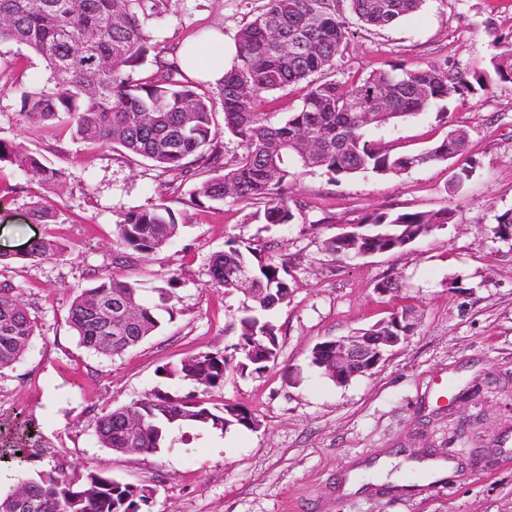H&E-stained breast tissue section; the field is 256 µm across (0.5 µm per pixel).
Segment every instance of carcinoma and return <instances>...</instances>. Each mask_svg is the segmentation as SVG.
Wrapping results in <instances>:
<instances>
[{"label": "carcinoma", "instance_id": "obj_1", "mask_svg": "<svg viewBox=\"0 0 512 512\" xmlns=\"http://www.w3.org/2000/svg\"><path fill=\"white\" fill-rule=\"evenodd\" d=\"M359 22L387 28L416 12L423 0H266L262 11L236 40V55L224 74L221 110L188 78L176 61L154 57L147 27L162 13L163 0H0V44L17 43L40 57L50 82L21 86L19 115L25 125L41 126L91 147H120L175 177L201 167L209 177L191 199H232L255 206L249 219L267 226L295 223L301 207L292 196L300 170L323 169L333 176L372 172L401 175L413 168L460 158L467 138H443L416 154L394 155L368 133L391 122L416 116L456 94H477L494 81L512 82V44L491 41L486 65L465 76L440 66L404 65L377 70L364 78L339 83L329 71L350 34L342 8ZM307 84L301 104L286 119L273 123L260 110L268 96L292 85ZM223 121H218V112ZM238 139L241 153L224 161L221 135ZM6 165L39 176L46 184L65 181L66 172L38 153L0 140V169ZM38 224L54 223L53 209L32 203ZM448 208L426 212L372 211L357 230L324 240L327 254L356 257L370 247L397 252L451 223ZM182 225L164 202L133 210L115 225L112 263L126 266L173 244ZM494 234L512 240V211L497 217ZM63 253L49 233L23 255L1 254L0 261L44 263ZM250 272L248 296L254 306L235 316L230 330L237 342L222 352H207L164 364L163 379L183 380L205 391L224 387L227 373H262L278 358L277 326L267 313L288 303L291 295L288 255L257 253L244 241H229L211 257L212 280L224 293H239V277ZM89 285L73 288L68 320L78 343L107 358L120 356L155 335L160 312L173 315L176 279L155 288L156 303L145 304L136 282L96 269L86 272ZM37 329L17 285L0 280V372L27 352ZM252 413L242 407L207 402L195 395L177 396L157 387L146 397L112 406L96 418L98 441L119 453L161 448L171 430L210 425L228 430L253 429ZM21 491L0 493V512H151L152 491L123 482L105 471L83 477L61 465L20 478Z\"/></svg>", "mask_w": 512, "mask_h": 512}]
</instances>
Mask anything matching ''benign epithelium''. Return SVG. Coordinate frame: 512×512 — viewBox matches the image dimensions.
Here are the masks:
<instances>
[{"mask_svg":"<svg viewBox=\"0 0 512 512\" xmlns=\"http://www.w3.org/2000/svg\"><path fill=\"white\" fill-rule=\"evenodd\" d=\"M404 340L403 336L379 334L374 328L335 338L323 346L326 375L335 379L339 385L345 384L373 370L386 353Z\"/></svg>","mask_w":512,"mask_h":512,"instance_id":"benign-epithelium-1","label":"benign epithelium"}]
</instances>
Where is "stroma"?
Listing matches in <instances>:
<instances>
[{
  "instance_id": "stroma-1",
  "label": "stroma",
  "mask_w": 512,
  "mask_h": 512,
  "mask_svg": "<svg viewBox=\"0 0 512 512\" xmlns=\"http://www.w3.org/2000/svg\"><path fill=\"white\" fill-rule=\"evenodd\" d=\"M164 3L148 34L167 57L182 40L204 42L215 30L234 44L265 0ZM495 34L512 40V0H424L394 27L352 25L335 79L398 64L464 73L486 62ZM49 77L26 47L0 45V138L67 173L53 187L0 169V252L24 250L48 230L66 248L54 262L0 269L37 322L23 360L0 372V447L17 445L21 422L35 441L26 461L0 460V491L20 473L61 463L71 473L102 470L148 486L151 512H512V240L493 233L498 215L512 210V83L455 95L372 134L406 154L460 129L468 136L462 158L400 176L299 172L293 194L301 207L283 232L248 220L247 207L229 199L191 202L195 180L173 182L122 149H91L21 125L19 85ZM466 164L473 173L455 186ZM38 200L53 207V228L33 222L29 208ZM161 200L183 226L178 242L133 266H113L115 225ZM444 207L452 222L401 252L337 260L323 250L325 238L369 212ZM230 240L290 260L293 292L272 313L277 361L259 374L229 373L206 396L248 409L259 429H176L163 448L143 455L104 448L94 431L102 408L144 398L165 363L234 344L225 328L243 298L225 295L209 276L211 256ZM90 268L140 281L148 303L155 287L177 277L172 319L120 357L80 347L68 323L70 289ZM388 280L397 291H380ZM405 306L417 326L371 374L338 385L311 366L317 342Z\"/></svg>"
}]
</instances>
